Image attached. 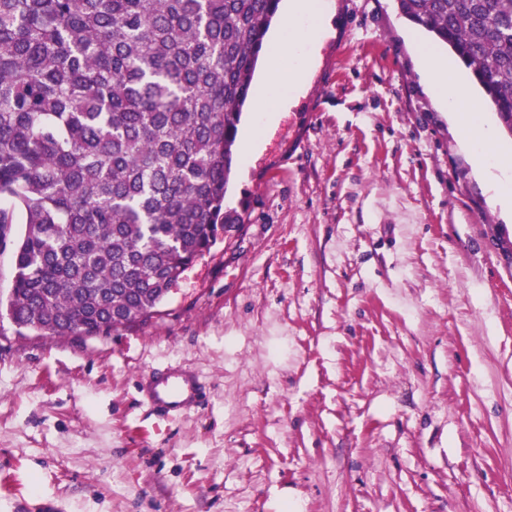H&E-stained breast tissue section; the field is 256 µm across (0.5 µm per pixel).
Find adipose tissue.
Here are the masks:
<instances>
[{
  "mask_svg": "<svg viewBox=\"0 0 512 512\" xmlns=\"http://www.w3.org/2000/svg\"><path fill=\"white\" fill-rule=\"evenodd\" d=\"M320 15L313 0H285L280 28L270 39L267 71L257 90L259 124H271L290 97L306 86L323 31ZM416 63L435 107L461 131L485 193L502 216L512 217V168L496 170L500 156L495 132L479 102L441 55L421 45Z\"/></svg>",
  "mask_w": 512,
  "mask_h": 512,
  "instance_id": "ef3b65f1",
  "label": "adipose tissue"
}]
</instances>
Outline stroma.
<instances>
[{"mask_svg": "<svg viewBox=\"0 0 512 512\" xmlns=\"http://www.w3.org/2000/svg\"><path fill=\"white\" fill-rule=\"evenodd\" d=\"M306 90L237 154L238 230L100 336L0 319V512H512V241L395 0H328ZM198 372L162 419L143 375Z\"/></svg>", "mask_w": 512, "mask_h": 512, "instance_id": "obj_1", "label": "stroma"}]
</instances>
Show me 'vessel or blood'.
<instances>
[{"instance_id":"1","label":"vessel or blood","mask_w":512,"mask_h":512,"mask_svg":"<svg viewBox=\"0 0 512 512\" xmlns=\"http://www.w3.org/2000/svg\"><path fill=\"white\" fill-rule=\"evenodd\" d=\"M140 392L156 414L169 418L194 410L202 397L199 377L183 366L155 372Z\"/></svg>"}]
</instances>
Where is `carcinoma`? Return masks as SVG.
I'll use <instances>...</instances> for the list:
<instances>
[{"instance_id": "1", "label": "carcinoma", "mask_w": 512, "mask_h": 512, "mask_svg": "<svg viewBox=\"0 0 512 512\" xmlns=\"http://www.w3.org/2000/svg\"><path fill=\"white\" fill-rule=\"evenodd\" d=\"M397 3L472 70L512 133V0ZM279 4L0 0V249L15 269L0 310L17 335L145 321L241 224L224 198Z\"/></svg>"}]
</instances>
